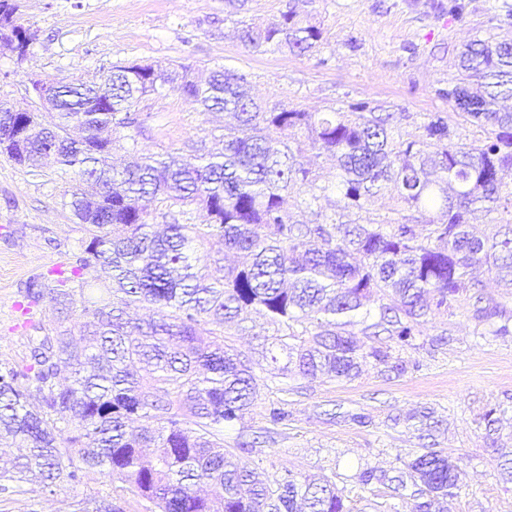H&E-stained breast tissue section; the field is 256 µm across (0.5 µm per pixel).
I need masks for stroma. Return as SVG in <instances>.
<instances>
[{"label": "stroma", "instance_id": "1", "mask_svg": "<svg viewBox=\"0 0 512 512\" xmlns=\"http://www.w3.org/2000/svg\"><path fill=\"white\" fill-rule=\"evenodd\" d=\"M288 0H14L18 24L33 42L26 54L0 43V105L29 100L32 78L58 84L100 82L115 63H153L187 69L205 79L215 67L245 75L253 97L267 109L329 112L369 102L406 125L407 115L444 112L463 140L466 125L438 89L458 76V59L474 39H512L499 15L512 0H461L452 16L448 0H295L298 11L322 31L313 52L254 50L236 36L243 20L266 25L279 19ZM144 132L143 153H191L229 124L227 116L196 111L174 84L143 98L136 107ZM79 181L75 171L31 169L0 153V367L30 358L36 327L51 328L57 313L43 303L22 315L18 303L27 281L53 280L61 263L81 252L89 238L68 205ZM265 318L252 314L226 336L227 344L253 362L259 395L241 426L224 430V446L236 450L239 433L256 437L241 458L274 477L323 474L335 481L348 506L366 501L384 512L402 503L383 488L362 489L354 476L361 466H401L417 447L415 432L401 418L428 407L442 422L437 447L450 451L462 474L450 512H512V483L504 482L480 417L492 405L504 408V440L512 439V338L480 335L468 303L452 313L429 317L420 336L397 355L410 370L395 377L364 366L351 380H305L282 376L265 358ZM449 344L434 347L441 331ZM287 413L271 423L269 410ZM341 411L329 421L325 411ZM363 422H356V415ZM112 492L109 478L93 473L75 487L43 491L17 484L0 493V512H76L81 500Z\"/></svg>", "mask_w": 512, "mask_h": 512}]
</instances>
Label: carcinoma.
Segmentation results:
<instances>
[{"mask_svg":"<svg viewBox=\"0 0 512 512\" xmlns=\"http://www.w3.org/2000/svg\"><path fill=\"white\" fill-rule=\"evenodd\" d=\"M253 49L310 52L320 28L301 19L293 0L267 26L242 25ZM461 77L438 90L460 110L478 137L460 139L448 113L410 115L409 127L368 102L347 110L310 113L267 110L242 89L246 78L228 69L198 84L180 78L184 98L203 112H227L237 124L224 130L218 152L143 154L137 150L141 97L172 75L146 72L133 62L109 67L102 83L62 86L49 126L35 125L28 147L10 144L15 128L0 127V150L37 168L51 156L76 169L83 185L70 193L75 216L89 226L82 255L59 272L55 286L30 280L23 311L48 300L58 324L36 339L30 362L0 369V433L14 441L10 467L0 469V491L30 475L53 492L77 486L91 473L128 484L158 512H351L331 479H299L288 472L263 481L224 450V426L244 420L257 394L250 360L225 344L230 325L261 308L273 326L271 360L284 371L315 380H351L371 362L403 374L390 342L409 344L427 318L472 302V318L486 336H512V310L484 298L470 269L487 265L512 289V42L476 40L461 52ZM473 81L486 92H470ZM129 142L128 158L112 152ZM336 157L340 211L321 204L303 154ZM392 194L388 215L366 224L350 218L371 198ZM303 192L300 214L285 208ZM168 202L204 212L206 222L178 219L156 229L153 205ZM477 212L492 217L490 237L470 232ZM87 271L112 281L107 297L81 309L79 335L66 325ZM384 300L378 320L364 310ZM139 304L156 317L137 321ZM374 340L367 345L348 327ZM37 394L39 404L30 402ZM498 406L483 415L500 476L512 483V446L496 437ZM421 450L389 474L367 467L356 481L383 486L405 512H448L460 467L424 440L439 420L432 411L407 415ZM77 512H122L108 496Z\"/></svg>","mask_w":512,"mask_h":512,"instance_id":"obj_1","label":"carcinoma"}]
</instances>
